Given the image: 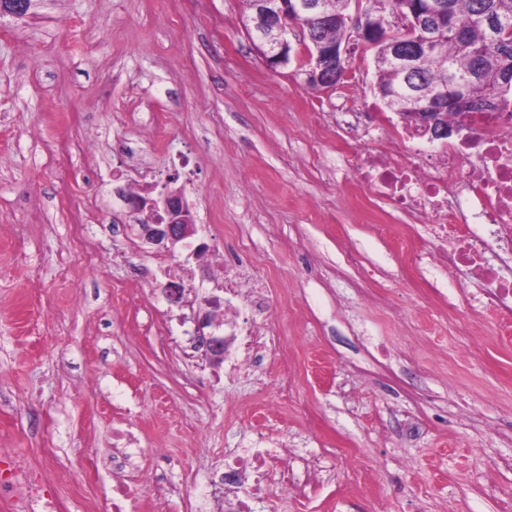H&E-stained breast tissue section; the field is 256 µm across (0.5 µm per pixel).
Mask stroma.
Wrapping results in <instances>:
<instances>
[{
  "label": "stroma",
  "instance_id": "obj_1",
  "mask_svg": "<svg viewBox=\"0 0 512 512\" xmlns=\"http://www.w3.org/2000/svg\"><path fill=\"white\" fill-rule=\"evenodd\" d=\"M246 16L37 0L0 18V448L54 481L60 512H109L121 423L138 469L168 459L129 512H183L225 449L271 437L294 481L259 512H512V338L479 280L426 254L429 226L401 241L405 217L352 197L340 93L269 68ZM168 182L198 232L164 269L117 192ZM77 212L105 265L70 247ZM228 268L262 284L279 338L234 368L230 337L201 365L184 326Z\"/></svg>",
  "mask_w": 512,
  "mask_h": 512
}]
</instances>
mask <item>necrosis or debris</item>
I'll return each instance as SVG.
<instances>
[{
    "label": "necrosis or debris",
    "mask_w": 512,
    "mask_h": 512,
    "mask_svg": "<svg viewBox=\"0 0 512 512\" xmlns=\"http://www.w3.org/2000/svg\"><path fill=\"white\" fill-rule=\"evenodd\" d=\"M376 132H365L364 151L355 156L356 183L364 199H385L412 223L431 225L429 253L454 269L476 272L484 283L482 304L499 315L502 332L512 331V112H472L458 138L431 141L398 128L385 114ZM494 255V266L481 257ZM26 479L27 512H57L54 490L40 474L27 473L23 460L0 456V484ZM254 477L249 496L236 500L237 512H255L252 501L287 486L290 477L277 450L235 448L224 453L217 484L237 485Z\"/></svg>",
    "instance_id": "1"
}]
</instances>
